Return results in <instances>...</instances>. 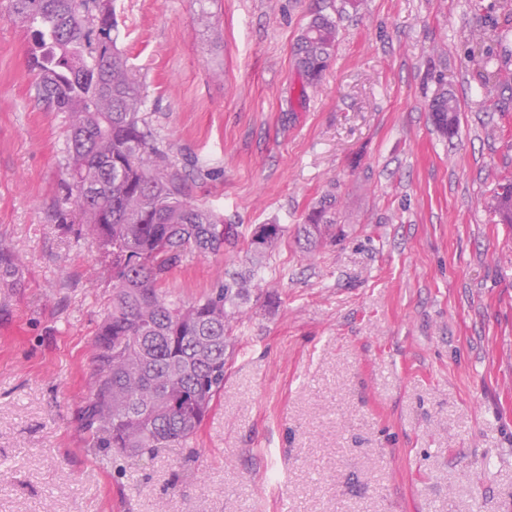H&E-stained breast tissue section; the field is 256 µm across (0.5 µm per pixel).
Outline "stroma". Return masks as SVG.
Wrapping results in <instances>:
<instances>
[{
	"instance_id": "1",
	"label": "stroma",
	"mask_w": 512,
	"mask_h": 512,
	"mask_svg": "<svg viewBox=\"0 0 512 512\" xmlns=\"http://www.w3.org/2000/svg\"><path fill=\"white\" fill-rule=\"evenodd\" d=\"M143 113L192 204L234 228L165 283L238 274L224 388L189 444L91 452L77 411L111 261L60 224L63 113L33 98L31 42L0 14V512H512V0H114ZM335 55L299 97L316 14ZM487 34L478 43L479 34ZM508 82H486V68ZM460 107L434 128L439 89ZM336 197L313 247L307 213ZM285 227L260 262L250 241ZM433 124L448 138L455 135L459 124V107L453 95L442 89L436 93L429 104ZM490 212L497 224H509L512 227V183L500 186L494 192ZM0 282L10 288H18L21 285L18 258L4 247L0 248Z\"/></svg>"
}]
</instances>
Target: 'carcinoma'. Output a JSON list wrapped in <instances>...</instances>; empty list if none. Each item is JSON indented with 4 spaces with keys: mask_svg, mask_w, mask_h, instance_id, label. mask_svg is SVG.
<instances>
[{
    "mask_svg": "<svg viewBox=\"0 0 512 512\" xmlns=\"http://www.w3.org/2000/svg\"><path fill=\"white\" fill-rule=\"evenodd\" d=\"M32 48L34 100L68 118L61 190L80 221L112 258V300L99 323L91 394L80 410L88 447L130 458L185 445L197 434L224 387L231 343L226 307L247 294L244 282L219 284L204 297L175 300L162 284L189 253L218 254L233 234L208 208L186 201L184 174L158 146L142 114L144 99L112 31V0H6ZM336 19L318 15L294 50L299 96L317 84L336 51ZM433 124L455 135L459 107L442 89L429 104ZM301 226L310 244L334 224L328 208ZM494 221L512 226V183L494 192ZM280 224H263L254 252L278 242ZM0 283L21 285L19 261L0 248Z\"/></svg>",
    "mask_w": 512,
    "mask_h": 512,
    "instance_id": "cac0c4a2",
    "label": "carcinoma"
}]
</instances>
